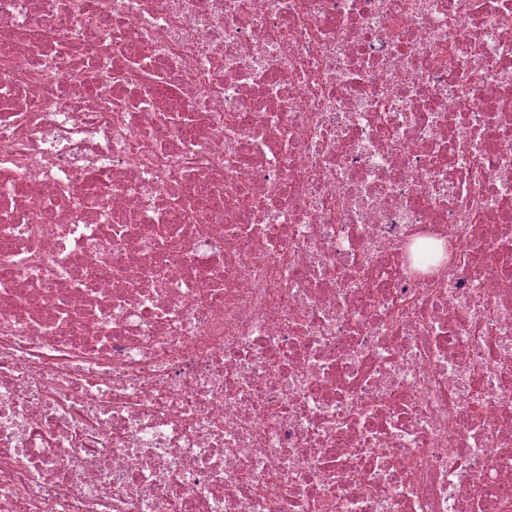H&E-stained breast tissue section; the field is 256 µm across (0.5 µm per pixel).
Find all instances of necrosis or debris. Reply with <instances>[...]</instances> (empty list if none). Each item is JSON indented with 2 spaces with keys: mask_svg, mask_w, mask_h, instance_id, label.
<instances>
[{
  "mask_svg": "<svg viewBox=\"0 0 512 512\" xmlns=\"http://www.w3.org/2000/svg\"><path fill=\"white\" fill-rule=\"evenodd\" d=\"M1 54L0 512H512V0H0Z\"/></svg>",
  "mask_w": 512,
  "mask_h": 512,
  "instance_id": "4bbe7bcc",
  "label": "necrosis or debris"
}]
</instances>
